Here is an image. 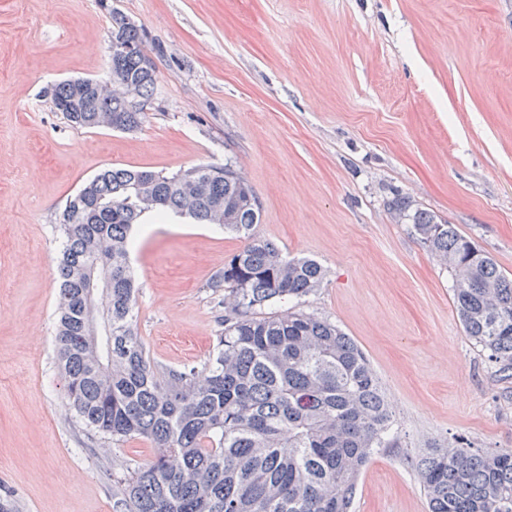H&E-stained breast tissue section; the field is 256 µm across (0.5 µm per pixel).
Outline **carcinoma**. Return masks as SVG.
Returning a JSON list of instances; mask_svg holds the SVG:
<instances>
[{
	"label": "carcinoma",
	"mask_w": 512,
	"mask_h": 512,
	"mask_svg": "<svg viewBox=\"0 0 512 512\" xmlns=\"http://www.w3.org/2000/svg\"><path fill=\"white\" fill-rule=\"evenodd\" d=\"M112 82L131 84L149 103L154 66L143 35L111 14ZM71 126L130 131L146 113L119 94L81 91L64 80L49 92ZM156 202L173 213L218 224L243 240L207 283L224 305L222 331L204 368L160 374L137 333L139 288L130 266L132 229ZM388 211L409 224L430 256L453 274L452 303L463 330L512 379V277L453 224L395 198ZM258 198L234 165L199 164L163 174L101 170L67 203L59 224L58 364L64 398L89 430L113 443L154 444L137 470L112 474L122 512H353L358 479L372 456L396 447L394 415L365 353L338 325L275 305L316 292L326 271L288 257L256 233ZM107 274L110 332L87 339L82 297L88 272ZM428 512H512V449L485 453L459 438L414 456Z\"/></svg>",
	"instance_id": "cac0c4a2"
}]
</instances>
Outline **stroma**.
Here are the masks:
<instances>
[{
  "label": "stroma",
  "mask_w": 512,
  "mask_h": 512,
  "mask_svg": "<svg viewBox=\"0 0 512 512\" xmlns=\"http://www.w3.org/2000/svg\"><path fill=\"white\" fill-rule=\"evenodd\" d=\"M143 33L152 106L132 131L70 126L44 90L109 79L111 13ZM232 163L260 236L327 271L300 309L368 357L400 445L354 512H427L403 459L464 438L512 448V380L465 335L453 277L387 203L454 224L512 276V0H0V497L17 512H120L112 444L63 398L58 218L101 169ZM242 246L184 218L136 237L138 332L158 370L203 367L221 331L207 283Z\"/></svg>",
  "instance_id": "35a3bbf8"
}]
</instances>
